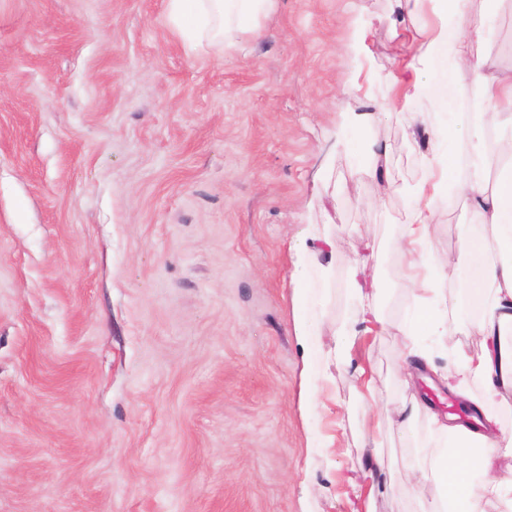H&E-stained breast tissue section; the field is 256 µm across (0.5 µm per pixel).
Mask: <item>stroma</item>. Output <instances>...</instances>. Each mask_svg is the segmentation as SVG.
<instances>
[{"instance_id":"stroma-1","label":"stroma","mask_w":512,"mask_h":512,"mask_svg":"<svg viewBox=\"0 0 512 512\" xmlns=\"http://www.w3.org/2000/svg\"><path fill=\"white\" fill-rule=\"evenodd\" d=\"M166 4L0 0V512H349L352 484L371 485L364 430L394 476L430 440L428 417L401 437L384 402L424 376L435 413L448 393L446 354L404 361L397 247L448 116L425 97L376 109L401 28L432 18L412 0H276L259 34L190 53ZM470 8L512 70V0ZM370 142L387 148L379 180ZM434 220L438 256L482 230L457 196ZM300 244L333 270L325 348L354 312L353 260L381 284L384 330L324 395L295 331ZM436 496L394 479L374 509Z\"/></svg>"}]
</instances>
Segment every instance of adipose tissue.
Masks as SVG:
<instances>
[{"instance_id":"adipose-tissue-1","label":"adipose tissue","mask_w":512,"mask_h":512,"mask_svg":"<svg viewBox=\"0 0 512 512\" xmlns=\"http://www.w3.org/2000/svg\"><path fill=\"white\" fill-rule=\"evenodd\" d=\"M274 0H167V14L173 33L189 50L207 45L231 49L233 33L257 30L260 15L268 13ZM440 24L424 35L402 30L406 52L394 64L392 87L399 97L379 102L384 112L396 109L398 102H411L429 95L435 108H449L448 84L467 75L483 94V102L472 124L478 139L493 135V152L470 156L467 173L461 174L448 160L449 152L470 155L460 137L463 113L451 123L436 127L440 149L425 160V178L415 192L414 203L402 226L400 248L412 264L425 265L429 277L424 287L414 289L413 306L399 323L408 340L405 362L425 365L433 346L452 351L456 367L448 372V388L474 405L484 424L472 430L456 424H440L439 448L426 452L409 467L403 483L405 496L421 491L420 477L429 474L439 487V503L431 512H484L483 506L504 499L508 492L499 468L498 450L502 436L497 431L499 417L507 407L512 390V170L491 177L489 166L498 159L512 160V136L502 134L512 126V71L501 70L491 53L477 51L487 42L489 20L470 12V0H428ZM444 69L445 81L427 90L422 71L427 66ZM467 199L480 224L492 227V238L468 235L456 251L442 257L425 253L423 247L433 222V201L441 194ZM331 277L329 266L308 258L296 265L293 287L301 314L295 328L307 345L320 342L319 322L327 300ZM377 281L358 284V307L354 322L341 332L334 351L318 361L317 381L330 380L331 364L346 360L358 337L383 329L378 305ZM473 319L483 338L478 352H467L456 340L453 322Z\"/></svg>"}]
</instances>
